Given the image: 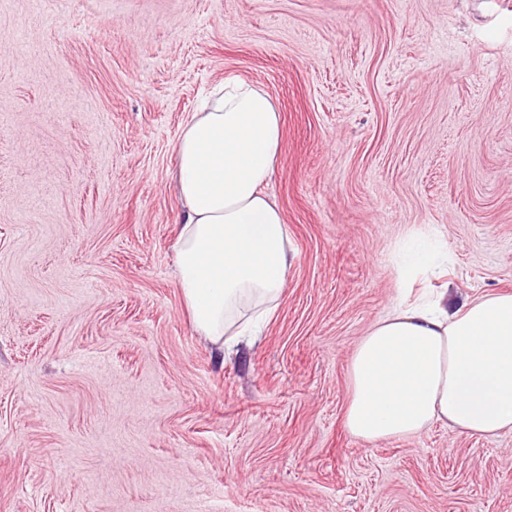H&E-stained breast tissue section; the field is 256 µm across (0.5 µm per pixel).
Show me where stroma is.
Segmentation results:
<instances>
[{"mask_svg": "<svg viewBox=\"0 0 512 512\" xmlns=\"http://www.w3.org/2000/svg\"><path fill=\"white\" fill-rule=\"evenodd\" d=\"M283 116L288 281L219 354L174 145L224 77ZM512 293V0H0V512H512V432L344 427L399 298Z\"/></svg>", "mask_w": 512, "mask_h": 512, "instance_id": "1", "label": "stroma"}]
</instances>
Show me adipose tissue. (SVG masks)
Segmentation results:
<instances>
[{
	"mask_svg": "<svg viewBox=\"0 0 512 512\" xmlns=\"http://www.w3.org/2000/svg\"><path fill=\"white\" fill-rule=\"evenodd\" d=\"M282 138L266 90L230 76L175 145L176 277L194 328L219 348L226 337L256 334L288 280V226L261 190ZM348 370L344 425L363 441L414 436L437 422L469 436L512 432V294L400 301L359 338Z\"/></svg>",
	"mask_w": 512,
	"mask_h": 512,
	"instance_id": "obj_1",
	"label": "adipose tissue"
}]
</instances>
